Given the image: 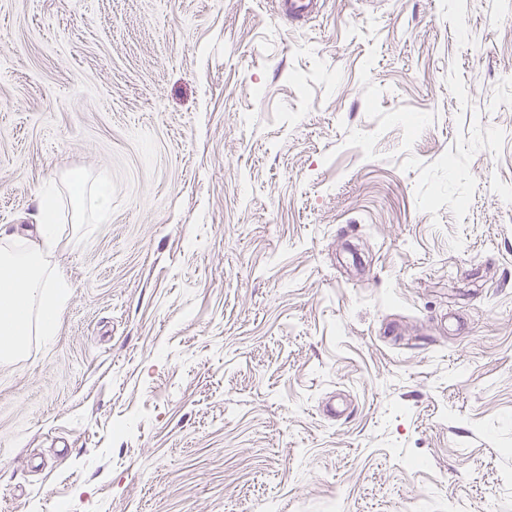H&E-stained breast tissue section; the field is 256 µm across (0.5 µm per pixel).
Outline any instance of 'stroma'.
I'll return each instance as SVG.
<instances>
[{
  "label": "stroma",
  "instance_id": "1",
  "mask_svg": "<svg viewBox=\"0 0 512 512\" xmlns=\"http://www.w3.org/2000/svg\"><path fill=\"white\" fill-rule=\"evenodd\" d=\"M319 3L0 0V512H512V0ZM57 205L43 200L37 240L28 241L23 251L0 252V358L17 353L28 335L36 312L43 336H53L68 290L63 281L54 283L44 275L47 255L57 245L61 224Z\"/></svg>",
  "mask_w": 512,
  "mask_h": 512
}]
</instances>
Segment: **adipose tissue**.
<instances>
[{"mask_svg": "<svg viewBox=\"0 0 512 512\" xmlns=\"http://www.w3.org/2000/svg\"><path fill=\"white\" fill-rule=\"evenodd\" d=\"M57 205L42 204V219L36 241L23 250L0 252V358L17 353L32 321H39L44 336H53L68 290L64 282L45 276V254L57 245L61 226Z\"/></svg>", "mask_w": 512, "mask_h": 512, "instance_id": "adipose-tissue-1", "label": "adipose tissue"}]
</instances>
